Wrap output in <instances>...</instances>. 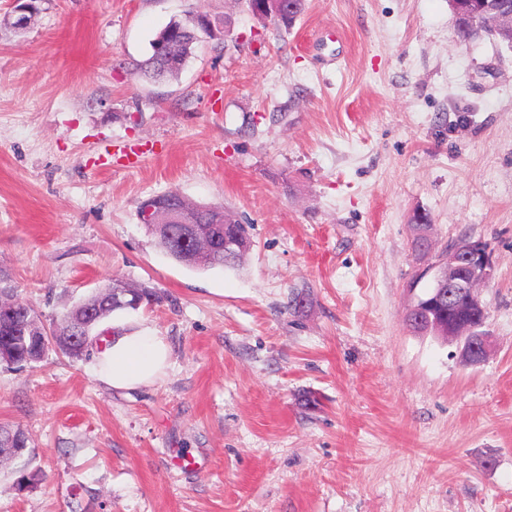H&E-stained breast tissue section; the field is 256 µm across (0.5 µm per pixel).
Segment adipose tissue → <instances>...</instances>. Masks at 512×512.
<instances>
[{"label": "adipose tissue", "mask_w": 512, "mask_h": 512, "mask_svg": "<svg viewBox=\"0 0 512 512\" xmlns=\"http://www.w3.org/2000/svg\"><path fill=\"white\" fill-rule=\"evenodd\" d=\"M94 365L97 377L115 390L152 382L164 368L168 349L151 328L130 335L105 336Z\"/></svg>", "instance_id": "obj_1"}]
</instances>
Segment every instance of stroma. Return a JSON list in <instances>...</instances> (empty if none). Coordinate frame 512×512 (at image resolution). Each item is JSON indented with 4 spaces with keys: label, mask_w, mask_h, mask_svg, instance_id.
I'll return each instance as SVG.
<instances>
[{
    "label": "stroma",
    "mask_w": 512,
    "mask_h": 512,
    "mask_svg": "<svg viewBox=\"0 0 512 512\" xmlns=\"http://www.w3.org/2000/svg\"><path fill=\"white\" fill-rule=\"evenodd\" d=\"M14 6L0 271L50 328L109 279L155 289L99 331L170 356L128 391L56 349L1 365L43 479L0 467V512H512V48L457 40L448 0H307L287 28L245 0H42L22 32ZM190 10L231 36L143 77ZM168 191L250 225L238 267L164 255L137 210ZM464 235L495 268L478 365L407 321Z\"/></svg>",
    "instance_id": "stroma-1"
}]
</instances>
